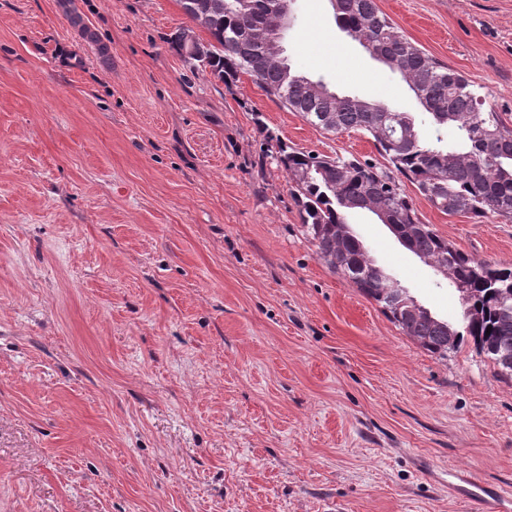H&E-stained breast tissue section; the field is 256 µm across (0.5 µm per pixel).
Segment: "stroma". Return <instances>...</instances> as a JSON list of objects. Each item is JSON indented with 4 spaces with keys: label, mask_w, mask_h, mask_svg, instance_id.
I'll use <instances>...</instances> for the list:
<instances>
[{
    "label": "stroma",
    "mask_w": 512,
    "mask_h": 512,
    "mask_svg": "<svg viewBox=\"0 0 512 512\" xmlns=\"http://www.w3.org/2000/svg\"><path fill=\"white\" fill-rule=\"evenodd\" d=\"M512 124V0H376ZM292 67L422 108L293 0ZM178 0H0V512H484L448 470L512 489V379L440 358L321 261L277 143L378 159L252 77L192 70ZM419 217L512 265V223ZM369 257L433 316L458 292L368 211Z\"/></svg>",
    "instance_id": "stroma-1"
}]
</instances>
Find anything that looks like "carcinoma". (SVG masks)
Here are the masks:
<instances>
[{
    "instance_id": "cac0c4a2",
    "label": "carcinoma",
    "mask_w": 512,
    "mask_h": 512,
    "mask_svg": "<svg viewBox=\"0 0 512 512\" xmlns=\"http://www.w3.org/2000/svg\"><path fill=\"white\" fill-rule=\"evenodd\" d=\"M184 14L201 21L211 42L204 54L183 50L185 62L232 82L253 77L267 96L309 124L337 133L362 132L388 163L381 168L356 157L335 158L288 150L277 159L288 174L305 235L318 257L367 298L421 347L441 358L468 336L498 373L512 378V265L477 259L453 249L418 218L396 176L416 186L448 214H488L512 222V126L483 109L475 86L400 35L375 0H331L337 26L369 55L399 75L415 94L430 124L452 127L451 142L425 139L417 117L384 103L339 95L321 79L292 69L275 47L279 19L271 0H178ZM364 209L388 224L416 256L433 266L461 297L459 327L418 307L400 283L372 264L353 233L349 214Z\"/></svg>"
}]
</instances>
